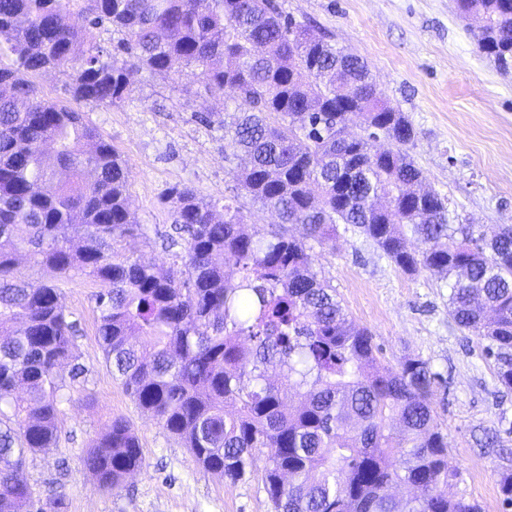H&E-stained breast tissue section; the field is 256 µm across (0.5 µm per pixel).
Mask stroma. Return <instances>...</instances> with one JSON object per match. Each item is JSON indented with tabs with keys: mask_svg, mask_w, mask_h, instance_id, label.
<instances>
[{
	"mask_svg": "<svg viewBox=\"0 0 512 512\" xmlns=\"http://www.w3.org/2000/svg\"><path fill=\"white\" fill-rule=\"evenodd\" d=\"M283 14L324 32L368 64L378 91L398 106L416 136L408 153L428 188L448 201L454 224L486 233L512 225V71H499L479 48L456 0H276ZM87 120L126 162L129 203L144 233L123 239L120 253L159 267L175 259L162 241L174 217L160 200L188 186L204 199L236 200L256 234L276 214L240 187L241 160L225 157L224 128L200 115L223 111L193 70L165 78L146 70L130 79L126 99L112 107L79 103ZM319 278L335 288L350 316L367 327L388 368L406 357L429 362L441 376L434 407L448 437V493L502 512L498 481L512 473V390L494 379L495 360L448 315L446 281L396 268L363 237L339 231L335 246L313 249ZM14 277L58 282L60 300L77 322L86 381L64 404L59 440L28 465L40 499L59 512H272L260 472L230 482L198 465L182 442L138 409L105 367L96 336L97 283L57 281L49 268L18 255ZM130 422L144 462L123 485L101 490L82 463L97 434L114 418ZM499 444L481 445L483 431Z\"/></svg>",
	"mask_w": 512,
	"mask_h": 512,
	"instance_id": "1",
	"label": "stroma"
}]
</instances>
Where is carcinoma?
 <instances>
[{
	"mask_svg": "<svg viewBox=\"0 0 512 512\" xmlns=\"http://www.w3.org/2000/svg\"><path fill=\"white\" fill-rule=\"evenodd\" d=\"M456 4L482 51L511 70L512 0ZM105 25L123 35L115 53L96 40ZM188 68L213 98L249 107L204 120L224 124L242 187L281 224L250 234L233 202L173 187L163 199L185 255L162 270L114 248L143 234L120 153L32 77L65 74L73 101L110 107L132 73ZM351 122L366 136L344 138ZM379 135L395 148L373 150ZM414 138L361 58L284 19L274 0H0V512H47L28 455L55 446L62 406L86 375L59 289L12 275L22 250L98 283L106 365L200 466L236 482L267 449L273 512H481L448 495L438 374L419 358L383 366L370 331L314 271L313 244L335 243L346 224L401 271L448 280L453 322L488 342L497 382L512 390V225L489 238L448 223L406 150ZM409 235L426 248L409 250ZM82 462L110 491L141 468L143 450L115 418ZM401 485L416 495L396 497Z\"/></svg>",
	"mask_w": 512,
	"mask_h": 512,
	"instance_id": "carcinoma-1",
	"label": "carcinoma"
}]
</instances>
